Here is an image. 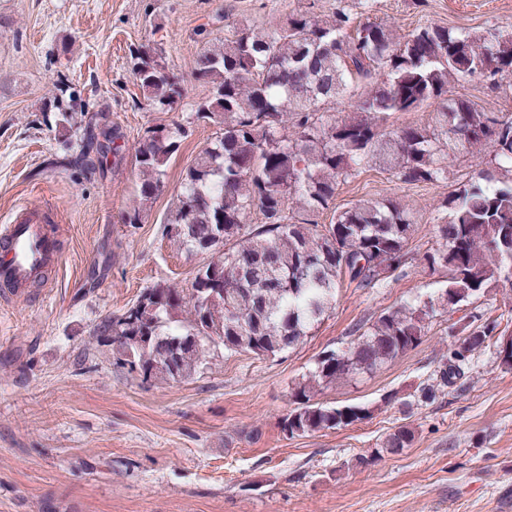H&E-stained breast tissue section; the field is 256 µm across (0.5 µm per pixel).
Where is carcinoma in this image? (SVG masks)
Wrapping results in <instances>:
<instances>
[{
    "mask_svg": "<svg viewBox=\"0 0 512 512\" xmlns=\"http://www.w3.org/2000/svg\"><path fill=\"white\" fill-rule=\"evenodd\" d=\"M148 105L172 111L184 99L183 78L157 49L131 51ZM488 66V78L512 74V33L482 34L425 26L400 37L389 25L357 22L343 10L318 19L296 12L269 27L239 24L220 46L196 60L195 80L211 85L195 119L220 127L187 168L166 235L178 249L206 253L190 287L156 285L93 335L144 383L194 375L211 347L269 357L304 341L348 283L375 288L405 264L414 232L411 213L393 198L360 199L327 224L313 216L330 208L338 186L375 166L407 183L448 180V152L492 157L497 173L480 170L440 200L437 248L430 269L448 272L438 297L418 295L356 324L348 351L322 352L293 383L281 430L289 437L336 430L371 418L365 404H324L318 396L372 374L416 347L432 320L451 314L509 281L512 260V115L486 112L450 98L456 84ZM357 97L354 110L326 108ZM436 105L426 122L394 126L396 114ZM188 136L175 123L147 129L134 145L139 203L125 223L137 224L156 196L169 159ZM221 239L203 240L214 231ZM468 347L448 348L437 385L461 375L466 362L496 336L498 323L470 315ZM406 423L359 464L410 447Z\"/></svg>",
    "mask_w": 512,
    "mask_h": 512,
    "instance_id": "cac0c4a2",
    "label": "carcinoma"
}]
</instances>
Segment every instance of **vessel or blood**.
Here are the masks:
<instances>
[{
    "instance_id": "1",
    "label": "vessel or blood",
    "mask_w": 512,
    "mask_h": 512,
    "mask_svg": "<svg viewBox=\"0 0 512 512\" xmlns=\"http://www.w3.org/2000/svg\"><path fill=\"white\" fill-rule=\"evenodd\" d=\"M51 212L22 205L11 223L0 226V286L21 292L60 263L58 229Z\"/></svg>"
}]
</instances>
